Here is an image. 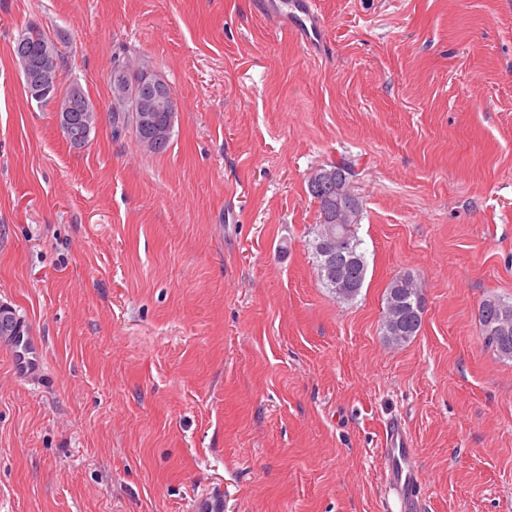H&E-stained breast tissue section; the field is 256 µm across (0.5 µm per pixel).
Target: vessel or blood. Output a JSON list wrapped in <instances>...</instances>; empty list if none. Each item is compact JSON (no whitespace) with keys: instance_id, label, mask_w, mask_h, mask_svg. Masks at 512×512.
Instances as JSON below:
<instances>
[{"instance_id":"b4317fda","label":"vessel or blood","mask_w":512,"mask_h":512,"mask_svg":"<svg viewBox=\"0 0 512 512\" xmlns=\"http://www.w3.org/2000/svg\"><path fill=\"white\" fill-rule=\"evenodd\" d=\"M262 12L308 48H316L323 39L316 0H264ZM0 342L8 347L15 380L44 385L49 376L44 343L28 329L17 310L7 304L0 305ZM414 456L404 426L392 422L386 430L382 461L385 484L394 490L399 512H415L417 508L421 479Z\"/></svg>"}]
</instances>
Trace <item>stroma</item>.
Returning a JSON list of instances; mask_svg holds the SVG:
<instances>
[{"instance_id": "obj_1", "label": "stroma", "mask_w": 512, "mask_h": 512, "mask_svg": "<svg viewBox=\"0 0 512 512\" xmlns=\"http://www.w3.org/2000/svg\"><path fill=\"white\" fill-rule=\"evenodd\" d=\"M259 0H0V303L50 380L0 347V512H384L401 420L418 512H512V0H317L313 53ZM55 38L99 111L70 146L30 101L18 32ZM129 56L173 89L166 151L112 133ZM345 164L368 272L337 302L307 179ZM425 299L402 346L384 294ZM384 301V335L393 345H402L416 336L422 326V290L413 275L399 274L388 283ZM479 321L485 342L503 358H512V302L501 298L484 300ZM0 322L3 324L0 342L8 347L13 378L29 385L44 386L49 368L41 337L30 331L17 310L8 304L0 305Z\"/></svg>"}]
</instances>
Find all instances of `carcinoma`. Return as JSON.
<instances>
[{"instance_id": "cac0c4a2", "label": "carcinoma", "mask_w": 512, "mask_h": 512, "mask_svg": "<svg viewBox=\"0 0 512 512\" xmlns=\"http://www.w3.org/2000/svg\"><path fill=\"white\" fill-rule=\"evenodd\" d=\"M45 46H56L40 28L30 25L21 30L14 42L13 53L19 67L28 61H36L38 52ZM145 69H135L125 58L116 57L112 61L110 81L112 97H120L125 107L110 109L112 132L116 135L131 129L136 141L152 153H162L169 142L159 145L151 142L150 132L140 127H133L130 108L133 98L144 91L142 78ZM308 193L318 204V212L328 209L333 200V186L327 184H308ZM326 228L319 226L311 243L319 277L325 287L332 290L339 302L354 300L363 288L367 276V262L362 250V240L357 232H352L345 239L344 255L339 257L335 267L329 268L325 263L324 245ZM385 310L382 321L384 335L394 345L408 342L419 332L424 314V298L421 288L413 275L403 273L390 280L385 292ZM479 321L485 342L503 358H512V302L501 298L484 300L479 307Z\"/></svg>"}]
</instances>
